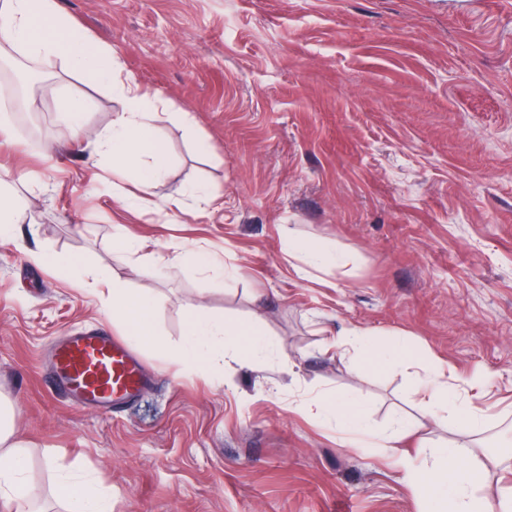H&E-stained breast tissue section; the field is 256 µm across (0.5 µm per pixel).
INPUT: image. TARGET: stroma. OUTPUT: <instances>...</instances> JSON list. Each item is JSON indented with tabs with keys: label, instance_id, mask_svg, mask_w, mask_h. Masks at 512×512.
Masks as SVG:
<instances>
[{
	"label": "stroma",
	"instance_id": "stroma-1",
	"mask_svg": "<svg viewBox=\"0 0 512 512\" xmlns=\"http://www.w3.org/2000/svg\"><path fill=\"white\" fill-rule=\"evenodd\" d=\"M124 74L163 103L167 174L150 202L92 151L118 105L60 61L34 64L31 135L12 99L0 132V197L33 216L0 241V395L13 399L38 506L58 512L47 458L112 486L115 512H424V496L376 448L323 426L310 393H356L375 426L414 410L413 371L350 372L332 331L406 333L449 386L504 420L481 436L502 464L479 491L512 489V0H60ZM82 104L70 141L72 101ZM209 144L200 152L197 139ZM193 183L214 195L184 196ZM137 239L122 256L112 227ZM291 232L351 256L299 276ZM193 245L235 270L232 287L159 256ZM78 253L158 300L161 348L137 346L150 387L113 415L75 406L43 356L82 327L126 336L103 299L31 263ZM261 322L260 367L163 364L189 314ZM487 377L476 381L474 368Z\"/></svg>",
	"mask_w": 512,
	"mask_h": 512
}]
</instances>
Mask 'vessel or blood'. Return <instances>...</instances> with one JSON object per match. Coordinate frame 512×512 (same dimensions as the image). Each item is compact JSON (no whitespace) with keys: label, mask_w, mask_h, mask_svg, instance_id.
<instances>
[{"label":"vessel or blood","mask_w":512,"mask_h":512,"mask_svg":"<svg viewBox=\"0 0 512 512\" xmlns=\"http://www.w3.org/2000/svg\"><path fill=\"white\" fill-rule=\"evenodd\" d=\"M52 384L75 405L112 413L142 389L145 378L138 357L104 329H87L57 341L51 350Z\"/></svg>","instance_id":"vessel-or-blood-1"}]
</instances>
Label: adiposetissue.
I'll use <instances>...</instances> for the list:
<instances>
[{
  "instance_id": "adipose-tissue-1",
  "label": "adipose tissue",
  "mask_w": 512,
  "mask_h": 512,
  "mask_svg": "<svg viewBox=\"0 0 512 512\" xmlns=\"http://www.w3.org/2000/svg\"><path fill=\"white\" fill-rule=\"evenodd\" d=\"M0 42L30 60L55 58L79 71L96 85L108 87L119 106L110 126L95 142V148L112 158V170L133 174L142 195H150L167 170L164 148L154 133L159 99L143 92L131 76L122 75L110 46L92 39L73 19L64 14L58 0H0ZM282 250L297 260V273L306 269H344L350 256L328 241L285 238ZM30 261L60 268L68 273L74 287L95 293L98 280L89 266L76 255H51L28 251ZM107 302L128 324L132 342L153 341L154 300L135 294L120 279H113ZM272 347L264 328L257 323L243 325L229 319L190 315L187 331L176 356L186 367L211 370L216 363L263 360ZM340 357L364 352L377 369L403 363L414 370L413 395L417 414L396 415L390 427L373 426L364 404L351 393L330 398L323 395L314 404L323 424L335 426L354 448H378L398 457L399 443L407 435L419 436L410 472L411 482L424 491L432 512H512V497L491 501L478 494L483 465L473 463L468 449L455 435L463 431L480 435L493 415L492 408H472L448 384V377L432 361L418 355L415 347L395 333L375 340L369 331L346 327L328 342ZM15 404L0 398V512H32L27 484L26 448L15 436ZM55 494L66 512H113L112 491L101 488L97 478L82 467L60 469Z\"/></svg>"
}]
</instances>
